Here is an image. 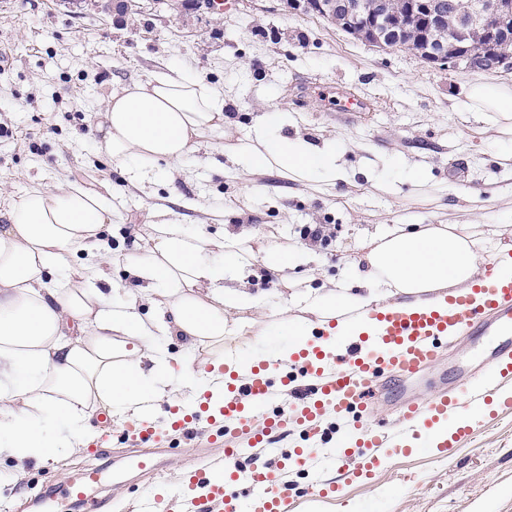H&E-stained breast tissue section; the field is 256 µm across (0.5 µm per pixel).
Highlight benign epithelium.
Returning a JSON list of instances; mask_svg holds the SVG:
<instances>
[{"label":"benign epithelium","mask_w":512,"mask_h":512,"mask_svg":"<svg viewBox=\"0 0 512 512\" xmlns=\"http://www.w3.org/2000/svg\"><path fill=\"white\" fill-rule=\"evenodd\" d=\"M421 11H412L408 27L420 25L425 30L428 48L423 60L449 70L473 72L512 70V56L487 51L472 41L476 29L485 39L496 42L505 31V17L512 13V0H472L470 8L458 26H443L444 17L437 0H418ZM293 6L305 13L327 17L342 16L336 24L345 31L363 33L370 46L387 49L403 44L406 28L395 27L388 19L387 0H295Z\"/></svg>","instance_id":"7a95c632"}]
</instances>
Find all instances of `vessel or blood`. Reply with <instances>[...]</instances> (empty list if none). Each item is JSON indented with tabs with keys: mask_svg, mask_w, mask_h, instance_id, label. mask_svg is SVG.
<instances>
[{
	"mask_svg": "<svg viewBox=\"0 0 512 512\" xmlns=\"http://www.w3.org/2000/svg\"><path fill=\"white\" fill-rule=\"evenodd\" d=\"M497 264V255L485 256L472 287L450 295L440 306L403 301L345 323L333 332L336 353L326 355L307 344L287 355L286 371L261 364L230 371L219 409L225 432L252 431L254 443L268 447L276 430L318 419L329 425L316 429L313 440L290 454L307 478L300 489L283 478L280 467L240 448H225L223 459L213 465H186L179 496L189 512H285L296 495L325 494L326 483L314 475L318 454L335 457L345 478L358 480L412 444L448 453L470 431L472 423L464 415L472 408L493 402L512 409V279L498 277ZM461 335L490 337V369L424 402L410 399L397 405L393 418L371 420L390 379L434 366L449 341ZM288 386L291 398L278 403ZM451 416L461 417L462 423L449 433L442 426ZM196 422V415L171 410L164 422L138 421L132 429L141 440L157 444L165 440V426L179 429L184 443L180 454L185 457L197 435ZM101 479V469L92 467L78 479L35 490L32 500L47 512L60 498L79 512H110V497L94 492Z\"/></svg>",
	"mask_w": 512,
	"mask_h": 512,
	"instance_id": "b4317fda",
	"label": "vessel or blood"
}]
</instances>
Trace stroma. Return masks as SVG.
Returning <instances> with one entry per match:
<instances>
[{
	"label": "stroma",
	"instance_id": "stroma-1",
	"mask_svg": "<svg viewBox=\"0 0 512 512\" xmlns=\"http://www.w3.org/2000/svg\"><path fill=\"white\" fill-rule=\"evenodd\" d=\"M202 0H139L116 14L100 0H0V212L29 188L71 183L109 194L120 190L118 221L103 232L113 253L135 248L145 236L153 196L125 187L120 169L99 154L96 116L113 90L183 64L224 96V128L201 137L198 156L188 163L189 179L177 182L185 205L179 213L189 228L202 214L195 204L210 199L224 207L221 221L208 223L212 239L274 234L278 243L304 246L289 277L313 275V287L347 280L357 244L386 227L410 219L437 224L454 219L449 187L479 190L476 215L487 235L512 243V171L499 166L497 144L468 108L467 90L476 81L511 83L512 72L442 69L405 48L379 50L353 39L334 22L291 9L290 0H233L216 13ZM367 99L369 111H335L317 96L318 86ZM288 112L294 129L314 140L330 136L344 143L342 160L354 170L353 185L329 195L288 179L260 175L256 183L268 201L248 200L234 174L204 165L221 158L224 146L242 137L253 121L271 110ZM427 169L429 180L400 184L396 196L376 197L369 169L379 157ZM305 224L334 229L329 244L303 239ZM319 324L318 314L291 306L254 316L243 336H228L187 349L168 347L171 364L192 368L231 364L262 351L287 350L292 336L285 317ZM473 342L462 336L434 367L395 381L386 407L418 400L482 370L484 358L470 356ZM480 424L453 448L447 460L414 451L385 460L372 478L354 483L338 497L298 499L288 512H512V410L490 415L476 410ZM91 424L111 453L98 459L88 448L47 464L0 458V512H37L27 487L50 486L77 471L100 465L108 479L101 495L112 512H134V503L156 482L175 487L182 461L167 447L151 454L164 465L145 474L128 465L138 448L129 419L101 410Z\"/></svg>",
	"mask_w": 512,
	"mask_h": 512
}]
</instances>
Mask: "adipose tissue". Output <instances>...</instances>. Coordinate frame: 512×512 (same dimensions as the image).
I'll list each match as a JSON object with an SVG mask.
<instances>
[{
	"label": "adipose tissue",
	"instance_id": "adipose-tissue-1",
	"mask_svg": "<svg viewBox=\"0 0 512 512\" xmlns=\"http://www.w3.org/2000/svg\"><path fill=\"white\" fill-rule=\"evenodd\" d=\"M471 111L499 134L512 135V86L472 84ZM288 114L272 110L254 120L232 145L242 190L258 194L251 177L271 172L334 191L353 173L340 161L342 141L314 144L285 135ZM224 125V101L196 74L180 66L113 91L100 125V150L124 181L149 192L174 181L196 138ZM180 199L152 214L139 251L119 257L103 238L118 217L106 196L69 185L29 189L0 226V456L47 463L84 446L96 410L138 416L182 391L224 392L219 370L183 368L174 376L165 348L172 338L195 346L242 335L243 309L261 312L268 300L237 289L255 261L283 275L297 253L273 244L255 250L248 239L217 241L191 232L175 210ZM505 252L480 224H399L373 240L366 265L350 282L321 291L301 280L295 298L329 318L337 308L364 311L402 294H425L471 279L483 252ZM83 255L80 271L70 259ZM121 263L127 285L110 282L107 269ZM234 287H225V280ZM153 315L140 313L142 302Z\"/></svg>",
	"mask_w": 512,
	"mask_h": 512
}]
</instances>
